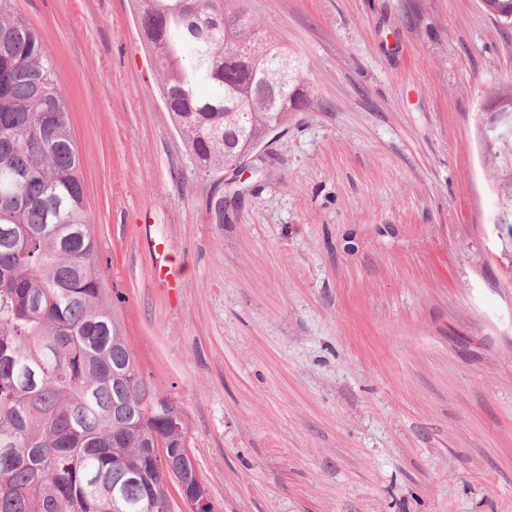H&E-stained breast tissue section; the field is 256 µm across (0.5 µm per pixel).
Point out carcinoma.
I'll list each match as a JSON object with an SVG mask.
<instances>
[{"instance_id": "obj_1", "label": "carcinoma", "mask_w": 512, "mask_h": 512, "mask_svg": "<svg viewBox=\"0 0 512 512\" xmlns=\"http://www.w3.org/2000/svg\"><path fill=\"white\" fill-rule=\"evenodd\" d=\"M512 23V0H485ZM166 104L210 173L307 103L304 64L255 37L243 0H151L141 17ZM208 88L203 93L200 88ZM512 114L487 90L476 131ZM512 258V140L479 139ZM70 109L40 33L0 3V512H166L187 425L151 389L106 299Z\"/></svg>"}]
</instances>
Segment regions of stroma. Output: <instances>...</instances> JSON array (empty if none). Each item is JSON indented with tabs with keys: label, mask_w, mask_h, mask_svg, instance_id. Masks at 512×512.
<instances>
[{
	"label": "stroma",
	"mask_w": 512,
	"mask_h": 512,
	"mask_svg": "<svg viewBox=\"0 0 512 512\" xmlns=\"http://www.w3.org/2000/svg\"><path fill=\"white\" fill-rule=\"evenodd\" d=\"M13 5L69 101L107 299L216 512H512V277L475 128L512 24L483 0H244L313 98L254 168L207 175L137 0Z\"/></svg>",
	"instance_id": "1"
}]
</instances>
